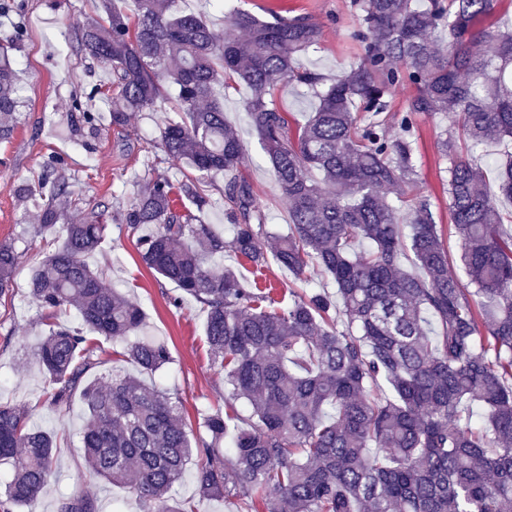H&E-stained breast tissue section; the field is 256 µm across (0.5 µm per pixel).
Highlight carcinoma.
Listing matches in <instances>:
<instances>
[{
    "instance_id": "carcinoma-1",
    "label": "carcinoma",
    "mask_w": 512,
    "mask_h": 512,
    "mask_svg": "<svg viewBox=\"0 0 512 512\" xmlns=\"http://www.w3.org/2000/svg\"><path fill=\"white\" fill-rule=\"evenodd\" d=\"M100 2L81 48L112 72L122 101L112 124L173 89L179 119L165 120L160 147L197 173L180 192L201 213L200 180L224 175L232 250L258 267L271 257L306 285L317 267L331 287L293 290L272 307L270 293L236 270H211L224 237L175 208L171 181L141 179L121 222L134 234L149 229L138 237L141 262L206 308V342L224 372L225 410L193 430L179 398L140 379L171 363L168 346L140 335L142 307L87 263L104 240L103 212L86 209L59 172L21 186L37 234L54 244L30 271L29 297L80 320L55 324L35 355L55 404L81 391L80 443L93 474L129 489L142 512H196L170 497L191 463L199 498H235L237 512H512V213L503 215L471 158L512 140V26L491 20L499 0H353L363 53L331 83L300 63L323 34L306 17L240 11L221 36L176 0H131L129 14L119 0ZM12 47L0 46L1 140L21 107ZM234 76L249 90L244 112L287 200L286 234L266 229L239 178L242 142L224 119ZM284 82L319 99L293 136L273 100ZM403 83L416 94L398 118L390 98ZM440 112L450 121L438 147L465 284L448 271L429 200L410 198L419 181L413 117ZM497 183L512 202V159ZM404 258L423 275L406 271ZM18 262L15 246L0 243V297ZM96 335L123 344L138 374L88 380ZM239 401L248 416L234 411ZM56 460L53 437L29 425L27 410L0 403V466L13 471L0 506L34 508ZM60 512L95 510L74 493Z\"/></svg>"
}]
</instances>
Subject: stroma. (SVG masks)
Instances as JSON below:
<instances>
[{"label":"stroma","mask_w":512,"mask_h":512,"mask_svg":"<svg viewBox=\"0 0 512 512\" xmlns=\"http://www.w3.org/2000/svg\"><path fill=\"white\" fill-rule=\"evenodd\" d=\"M25 35L13 52L19 73L23 106L17 126L0 140V243L14 244L20 254L12 294L0 299V402L23 406L35 424L55 435L58 476L45 489L40 512H57L64 497L85 491L94 498L96 512H141L128 490L106 483L91 473L80 448L84 407L79 396L66 406L53 405L34 349L49 325H77L75 313L52 314L28 297L30 268L49 246L36 232L29 213L31 202L19 199L18 185L29 182L46 167L70 177L72 192L87 203L107 205V238L90 257L105 283L140 304L146 314L145 335L165 342L172 361L146 383L178 395L190 422L199 415L223 409L224 375L211 363L204 336L206 310L193 299L173 306L176 286L141 262L135 237L118 221L119 211L139 192L138 177L147 166L171 180L182 178L184 164L166 161L158 148L160 127L171 117L174 103H158L156 111L129 113L125 125H113L118 99L101 92L111 78L103 65L79 50V32L97 18L96 0H9ZM235 8L263 19L272 15H306L321 25L317 48L302 58L305 66L333 80L358 60L361 47L352 39L359 17L351 0H232ZM15 21V22H16ZM244 85L228 82L224 117L237 130L244 149L240 174L252 187L269 227L287 233L288 206L242 102ZM450 122L447 115L421 114L415 119L414 153L419 190L439 224L448 222V163L438 140ZM236 268L272 296L287 300L299 283L275 262L257 267L233 251L211 264L214 271Z\"/></svg>","instance_id":"35a3bbf8"}]
</instances>
